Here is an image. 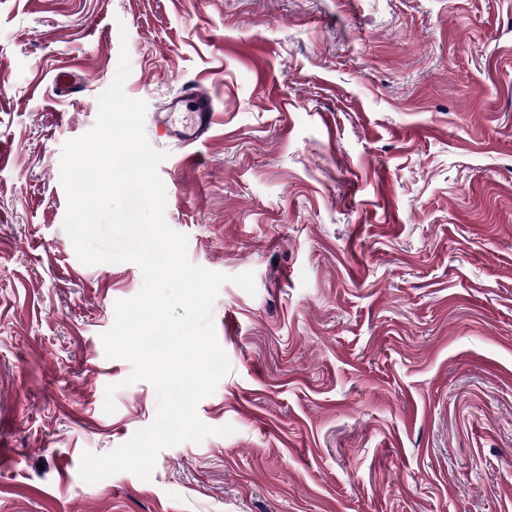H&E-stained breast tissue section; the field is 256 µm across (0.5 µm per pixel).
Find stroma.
<instances>
[{
    "label": "stroma",
    "instance_id": "1",
    "mask_svg": "<svg viewBox=\"0 0 512 512\" xmlns=\"http://www.w3.org/2000/svg\"><path fill=\"white\" fill-rule=\"evenodd\" d=\"M124 48L168 224L256 292L212 310L232 434L88 484L157 413L101 340L139 267L63 227ZM196 82L190 168L155 116ZM0 143V512H512V0H0Z\"/></svg>",
    "mask_w": 512,
    "mask_h": 512
}]
</instances>
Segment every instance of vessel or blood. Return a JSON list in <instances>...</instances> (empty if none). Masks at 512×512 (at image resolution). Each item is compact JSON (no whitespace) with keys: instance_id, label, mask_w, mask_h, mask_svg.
I'll list each match as a JSON object with an SVG mask.
<instances>
[{"instance_id":"vessel-or-blood-1","label":"vessel or blood","mask_w":512,"mask_h":512,"mask_svg":"<svg viewBox=\"0 0 512 512\" xmlns=\"http://www.w3.org/2000/svg\"><path fill=\"white\" fill-rule=\"evenodd\" d=\"M187 96L192 103L190 119H180L177 106L160 113L157 125L163 136L178 140L181 144L190 146L208 140L215 125L216 107L211 95L187 88Z\"/></svg>"}]
</instances>
